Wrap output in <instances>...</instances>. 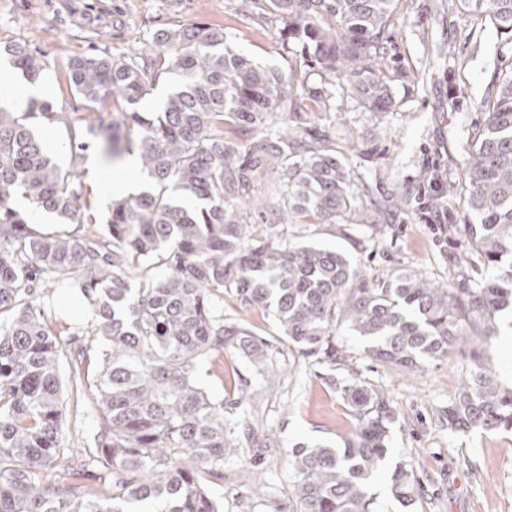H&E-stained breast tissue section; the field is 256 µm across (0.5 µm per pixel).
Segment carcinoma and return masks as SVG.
Segmentation results:
<instances>
[{"mask_svg": "<svg viewBox=\"0 0 512 512\" xmlns=\"http://www.w3.org/2000/svg\"><path fill=\"white\" fill-rule=\"evenodd\" d=\"M239 2L279 21L328 85L337 79L367 111H389L402 72L388 62L386 31L399 0ZM458 2L512 37V0ZM1 53L27 79L41 77L26 46ZM165 73L176 89L161 111H140ZM70 81L91 111L114 96L126 102L112 129L89 117L81 136L112 159L138 149L154 188L112 201L97 223L73 173L32 130L58 113L47 103L21 116L0 107V512H223L208 484L224 479L230 452L224 402L198 369L230 352L262 375L271 360L269 339L224 320L226 294L271 316L304 359L336 362L333 330L344 324L368 342V357L415 373L471 329L479 352L445 410L448 429H512V385L486 355L512 330V68L457 160L462 182L451 193L463 197L468 250L449 288L410 273L371 282L345 254L282 236L300 218L337 224L356 209L351 175L307 126L324 91L231 50L224 29L176 24L130 62L77 58ZM226 125L255 142L226 136ZM32 211L56 225L33 224ZM475 256L485 268L476 277ZM58 287L79 292L91 315L70 333L79 342L71 382L101 416L88 448L63 444L62 341L35 304L36 290ZM338 390L352 433L288 452L296 512H376L371 482L384 471L393 495L419 508L412 464L387 469L398 419L389 394L364 381Z\"/></svg>", "mask_w": 512, "mask_h": 512, "instance_id": "1", "label": "carcinoma"}]
</instances>
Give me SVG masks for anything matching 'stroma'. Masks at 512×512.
Here are the masks:
<instances>
[{"mask_svg":"<svg viewBox=\"0 0 512 512\" xmlns=\"http://www.w3.org/2000/svg\"><path fill=\"white\" fill-rule=\"evenodd\" d=\"M223 26L232 49L255 62L278 68L308 87L324 78L285 46L279 23L255 14L237 15V0H0V44L19 42L42 56V98L60 113L54 123H37L47 153L76 172L97 215L109 202L92 177L91 161H103L97 144L73 148L74 129L87 115L85 101L69 82L75 57L98 54L123 60L156 31L175 22ZM388 47L403 72L393 84L388 112H368L340 94L309 113L312 128L342 149L353 175L358 205L375 201L384 210L379 230L361 224L358 213L338 224H292L294 242L335 249L387 279L408 272L428 280L452 282L454 261L466 251L465 212L453 195L437 208L424 206L430 180H456V161L481 117L479 103L489 97L500 68L512 63V41L491 24L476 25L456 0H400L389 27ZM227 321L243 323L272 342L274 373L253 375L240 355H215L199 368L210 394L225 401L237 378L250 383L248 410L224 408L230 453L224 477L210 486L224 512H294L288 497V451L300 442L336 445L352 430L348 406L337 391L351 378L387 388L400 417L391 427V461H411L425 488L420 512H512V430L452 431L444 414L458 394L456 374L472 346L458 343L448 357L415 375L399 374L368 359L364 341L337 326L336 361L302 360L289 349L271 317L224 301ZM63 442L71 448L91 443L100 426L91 395L66 389ZM248 416L266 440L253 448L241 433Z\"/></svg>","mask_w":512,"mask_h":512,"instance_id":"stroma-1","label":"stroma"}]
</instances>
